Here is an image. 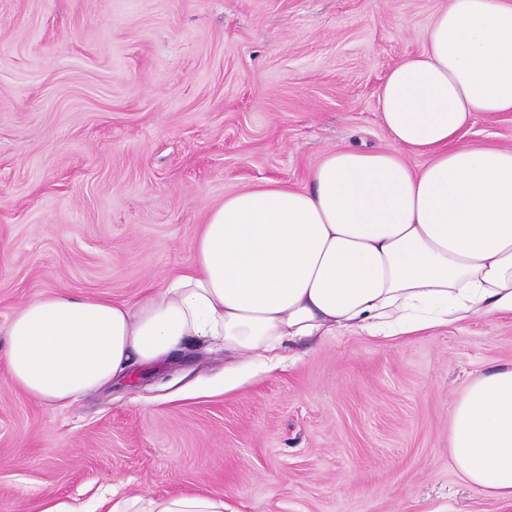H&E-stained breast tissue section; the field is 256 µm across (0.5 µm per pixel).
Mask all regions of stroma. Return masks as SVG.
I'll return each mask as SVG.
<instances>
[{
	"instance_id": "1",
	"label": "stroma",
	"mask_w": 512,
	"mask_h": 512,
	"mask_svg": "<svg viewBox=\"0 0 512 512\" xmlns=\"http://www.w3.org/2000/svg\"><path fill=\"white\" fill-rule=\"evenodd\" d=\"M448 0H0V355L55 289L135 302L208 211L329 152L388 148L377 94ZM467 143L512 150V112ZM226 389L188 346L53 408L0 363V512L210 490L230 512H512L463 482L450 413L512 364V313L293 345Z\"/></svg>"
}]
</instances>
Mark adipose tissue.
<instances>
[{
	"mask_svg": "<svg viewBox=\"0 0 512 512\" xmlns=\"http://www.w3.org/2000/svg\"><path fill=\"white\" fill-rule=\"evenodd\" d=\"M377 106L391 148L338 149L307 188L270 181L212 208L180 273L135 303L48 291L11 314L13 388L70 406L189 343L219 342L233 388L282 366L291 342L339 332L407 336L512 313V150L475 146V119L512 112V0H449L421 53L387 74ZM424 156L408 165L402 151ZM458 475L512 501V365L476 377L451 413ZM100 512H224L188 491Z\"/></svg>",
	"mask_w": 512,
	"mask_h": 512,
	"instance_id": "1",
	"label": "adipose tissue"
}]
</instances>
